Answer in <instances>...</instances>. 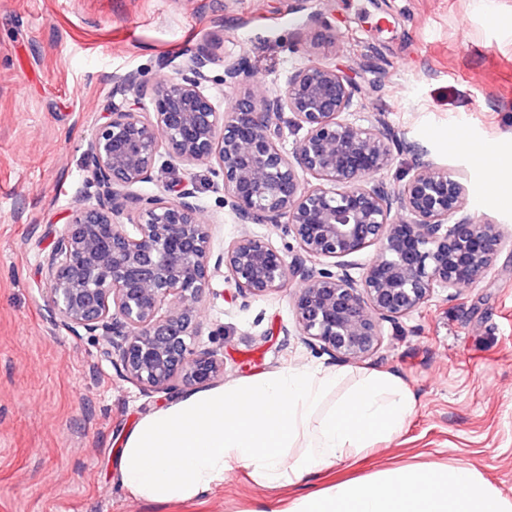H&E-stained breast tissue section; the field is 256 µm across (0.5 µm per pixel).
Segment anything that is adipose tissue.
I'll return each instance as SVG.
<instances>
[{
	"mask_svg": "<svg viewBox=\"0 0 512 512\" xmlns=\"http://www.w3.org/2000/svg\"><path fill=\"white\" fill-rule=\"evenodd\" d=\"M343 378L338 370L291 368L184 396L128 433L120 481L159 502L205 494L238 467L267 486L292 485L402 431L414 402L398 377L363 374L325 407ZM290 512H512V497L456 463L405 466L337 482Z\"/></svg>",
	"mask_w": 512,
	"mask_h": 512,
	"instance_id": "adipose-tissue-1",
	"label": "adipose tissue"
}]
</instances>
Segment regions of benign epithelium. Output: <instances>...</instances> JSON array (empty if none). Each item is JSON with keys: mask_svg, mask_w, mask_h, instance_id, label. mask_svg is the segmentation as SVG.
Listing matches in <instances>:
<instances>
[{"mask_svg": "<svg viewBox=\"0 0 512 512\" xmlns=\"http://www.w3.org/2000/svg\"><path fill=\"white\" fill-rule=\"evenodd\" d=\"M211 63L201 50L157 87L135 73L120 78L134 104H112L90 139L94 201L70 214L46 258L52 313L74 333L101 337L125 380L164 393L224 375L218 354L191 344L198 306L222 268L242 298L300 282L298 330L347 362L375 351L381 323L491 268L502 227L475 223L456 173L419 162L397 187L368 182L390 167L394 150L414 146L375 119H353L354 90L336 68L306 64L274 94L253 90L242 60L227 61L223 81L244 91L225 109L207 86ZM287 112L304 131L289 153L277 144ZM210 163L215 189L241 220L288 225L293 256L248 237L212 258L210 228L194 202V168ZM160 170L174 175L176 199L136 191ZM395 203L410 220L391 222ZM371 246L376 257L358 280L315 266Z\"/></svg>", "mask_w": 512, "mask_h": 512, "instance_id": "benign-epithelium-1", "label": "benign epithelium"}]
</instances>
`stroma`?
I'll list each match as a JSON object with an SVG mask.
<instances>
[{
    "instance_id": "stroma-1",
    "label": "stroma",
    "mask_w": 512,
    "mask_h": 512,
    "mask_svg": "<svg viewBox=\"0 0 512 512\" xmlns=\"http://www.w3.org/2000/svg\"><path fill=\"white\" fill-rule=\"evenodd\" d=\"M334 45L305 48L311 28ZM208 48V89L232 107L224 59L243 60L254 87L279 91L297 68L336 67L354 86L358 116L381 111L415 151L395 154L392 180L419 161L469 186L475 221L507 239L493 266L457 294L437 291L399 323H383L376 351L335 359L296 328L290 291L236 296L211 282L192 345L224 359V382L289 368L397 376L414 409L401 433L366 455L270 488L249 469L227 472L201 496L158 503L118 481L125 435L178 399L123 380L102 341L63 327L41 272L53 234L94 194L88 142L110 102L132 103L119 79L165 82ZM493 147L506 168L473 154ZM211 250L258 236L289 251L286 225L243 224L197 169ZM459 463L512 497V0H0V512H288L339 479L396 467Z\"/></svg>"
}]
</instances>
